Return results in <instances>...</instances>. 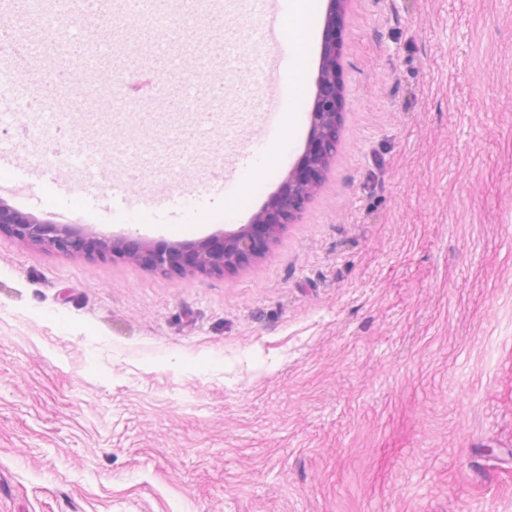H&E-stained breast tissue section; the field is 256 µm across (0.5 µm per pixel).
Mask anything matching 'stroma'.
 <instances>
[{
  "mask_svg": "<svg viewBox=\"0 0 512 512\" xmlns=\"http://www.w3.org/2000/svg\"><path fill=\"white\" fill-rule=\"evenodd\" d=\"M327 4L288 161L304 150ZM342 134L224 275L0 232V512H512V0H351ZM223 195L157 224L235 230Z\"/></svg>",
  "mask_w": 512,
  "mask_h": 512,
  "instance_id": "stroma-1",
  "label": "stroma"
}]
</instances>
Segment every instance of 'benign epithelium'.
<instances>
[{
	"mask_svg": "<svg viewBox=\"0 0 512 512\" xmlns=\"http://www.w3.org/2000/svg\"><path fill=\"white\" fill-rule=\"evenodd\" d=\"M343 4L344 0H329L328 3L323 32L322 64L316 79L315 100L320 107L310 113L306 149L300 161L288 172V194H281L273 199L276 218H271L267 210H261L249 222L224 234V246L219 250L211 248L207 238L197 242L171 244L166 248H154L152 243L139 238H112L91 230L79 232L69 225L51 224L22 216L1 203L0 228L7 227L22 241L65 254L84 253V237L88 236L96 242V253L99 255H122L135 261L144 259L151 267L162 272L176 269L171 262V255L174 253L191 255L189 265L180 268L182 272H233L263 256L284 225L298 220L339 143L342 115L339 112L336 89V26L341 23Z\"/></svg>",
	"mask_w": 512,
	"mask_h": 512,
	"instance_id": "benign-epithelium-1",
	"label": "benign epithelium"
}]
</instances>
